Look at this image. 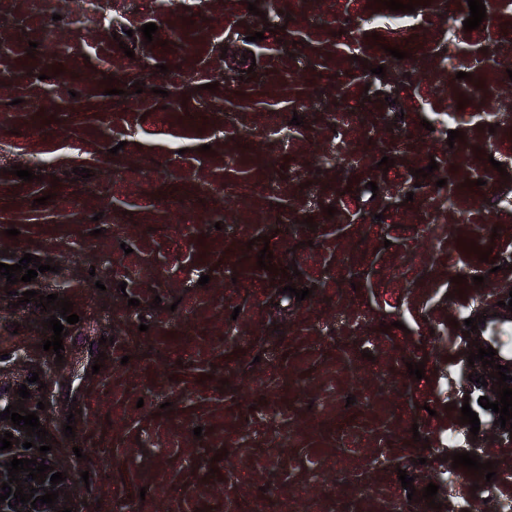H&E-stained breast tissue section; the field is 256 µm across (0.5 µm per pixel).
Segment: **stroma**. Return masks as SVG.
Here are the masks:
<instances>
[{
    "label": "stroma",
    "instance_id": "1",
    "mask_svg": "<svg viewBox=\"0 0 512 512\" xmlns=\"http://www.w3.org/2000/svg\"><path fill=\"white\" fill-rule=\"evenodd\" d=\"M248 2L106 0L101 14L88 0H0V247L51 258L35 290L79 317L62 354L43 351L47 312L0 288V369L20 385L46 375L40 416L76 479L73 512L131 499L138 512H432L408 501L401 469L416 489L438 484L440 512L462 497L495 512L512 495V439L475 440L496 463L488 481L453 469L448 436L473 372L457 324L512 298V131L463 102L512 113V80L475 67L460 81L446 50L456 39L512 58V15L487 11L467 31L460 0H428L399 60L380 51L394 35L379 0H259L255 15ZM452 104L464 138L451 145L424 124ZM76 167L90 177L71 180ZM477 168L484 185L465 186ZM266 247L270 271L257 266ZM290 264L298 275H283Z\"/></svg>",
    "mask_w": 512,
    "mask_h": 512
}]
</instances>
